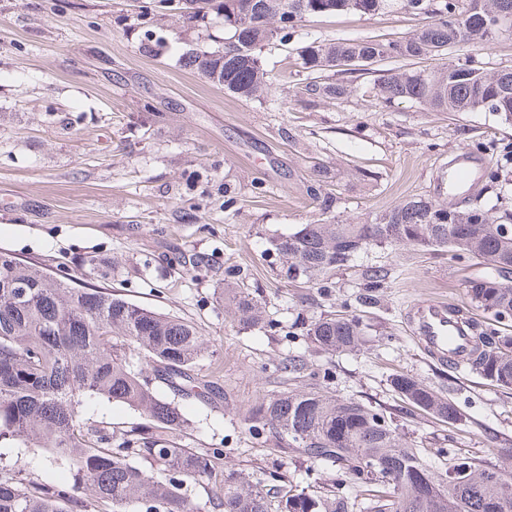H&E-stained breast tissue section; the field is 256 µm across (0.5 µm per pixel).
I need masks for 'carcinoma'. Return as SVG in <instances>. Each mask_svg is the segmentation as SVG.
<instances>
[{
  "label": "carcinoma",
  "instance_id": "1",
  "mask_svg": "<svg viewBox=\"0 0 512 512\" xmlns=\"http://www.w3.org/2000/svg\"><path fill=\"white\" fill-rule=\"evenodd\" d=\"M224 13V47L191 52L185 65L224 90L246 100L278 101L279 90L260 57L277 38L291 39L310 15L353 12L371 16L403 9L425 16L415 33L400 38L318 40L301 47V90L342 97L351 83H321L324 70L350 73L378 61L423 60L466 41L484 46L512 29V0H205ZM384 103L412 101L442 112L498 113L512 122V71L489 72L469 60L432 68L401 67L374 86ZM512 209L492 211L478 204L448 208L433 198L411 197L374 221L303 224L269 240L281 273L291 281L318 285L349 263L358 244L448 249L488 262L499 277L468 282L480 321L459 308L452 312L475 341L471 369L512 390ZM224 289L234 317L249 327L274 328L265 310L228 269ZM387 273L366 270L364 287H384ZM25 287L27 300L15 295ZM317 350L357 352L364 327L355 314H332L306 327ZM206 350L197 328L99 288L50 276L40 268L0 252V441L20 437L27 447L67 462L69 483L20 478L0 468V512H87L88 500L105 512H202L193 488L212 474L211 454L186 448L168 434L189 427L177 397L192 392L191 371ZM306 370L295 358L274 365L283 382ZM393 391L413 407L448 424L460 421L457 406L410 374L390 380ZM165 386L173 398L160 396ZM98 396L124 403L149 421L145 430L115 432L81 416L82 399ZM246 425L255 437L272 433L277 444L314 466L336 467V487L354 485L370 493L366 512H512L508 487L490 481L487 469L467 457L448 454L455 475L442 481L410 446L392 417L352 397L318 387L284 390L260 399ZM224 512H348L344 497L284 484L271 490L250 474L224 472Z\"/></svg>",
  "mask_w": 512,
  "mask_h": 512
}]
</instances>
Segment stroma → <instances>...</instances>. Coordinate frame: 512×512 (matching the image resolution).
I'll list each match as a JSON object with an SVG mask.
<instances>
[{
	"instance_id": "stroma-1",
	"label": "stroma",
	"mask_w": 512,
	"mask_h": 512,
	"mask_svg": "<svg viewBox=\"0 0 512 512\" xmlns=\"http://www.w3.org/2000/svg\"><path fill=\"white\" fill-rule=\"evenodd\" d=\"M423 22L402 11L307 18L288 45L262 50L281 89L272 107L181 65L186 52L223 46V15L190 23L157 0H0V252L195 325L208 346L194 371L203 394L180 398L193 428L178 441L215 451L211 478L195 488L200 503L229 464L260 480L275 472L333 490L331 464L306 472L276 451L272 436L247 429L259 398L309 386L306 376L285 384L270 376L272 363L292 357L322 373L325 390L397 415L430 466L444 469L438 451L447 446L490 469L512 461V390L430 362L405 320L423 297L467 305V280L494 276L492 265L445 250L373 246L321 288L280 276L266 251L273 235L320 219L369 220L410 197L512 208V160L496 156L512 144V123L497 113L381 106L371 88L395 69L390 60L356 71L345 98L313 101L296 91L304 41L400 37ZM471 57L490 71L511 70L512 33L480 49L455 44L427 64ZM463 151L482 168L497 167L494 187L480 180L452 192L450 162ZM313 188L320 199L310 197ZM376 266L388 276L378 303L357 310L365 349L314 350L304 324L354 304ZM228 268L240 269L278 328H246L225 311ZM400 373L454 401L460 422L405 413L390 387ZM82 413L118 431L146 424L139 411L99 398L85 399ZM0 462L24 478H71L66 464L19 442L0 446Z\"/></svg>"
}]
</instances>
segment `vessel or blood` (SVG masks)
Here are the masks:
<instances>
[{
  "label": "vessel or blood",
  "instance_id": "vessel-or-blood-1",
  "mask_svg": "<svg viewBox=\"0 0 512 512\" xmlns=\"http://www.w3.org/2000/svg\"><path fill=\"white\" fill-rule=\"evenodd\" d=\"M411 332L423 352L439 365L462 366L472 343L461 331L447 304L424 298L407 311Z\"/></svg>",
  "mask_w": 512,
  "mask_h": 512
}]
</instances>
